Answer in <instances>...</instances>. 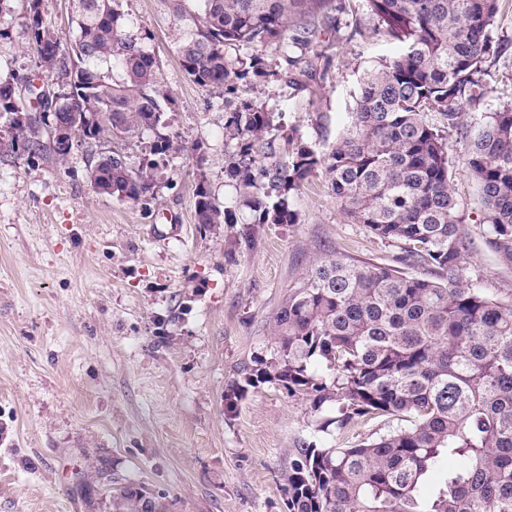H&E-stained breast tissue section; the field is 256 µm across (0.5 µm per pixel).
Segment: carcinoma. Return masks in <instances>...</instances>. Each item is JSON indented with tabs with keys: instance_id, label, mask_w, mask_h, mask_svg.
I'll return each instance as SVG.
<instances>
[{
	"instance_id": "carcinoma-1",
	"label": "carcinoma",
	"mask_w": 512,
	"mask_h": 512,
	"mask_svg": "<svg viewBox=\"0 0 512 512\" xmlns=\"http://www.w3.org/2000/svg\"><path fill=\"white\" fill-rule=\"evenodd\" d=\"M161 2L178 22L190 81L224 94V202L198 155L196 222L237 225L234 243L249 248L260 226L298 223L293 198L321 173L350 223L428 271L341 258L311 269L273 318L270 353L225 392L229 413L249 390L277 384L316 410L336 408L339 429L372 416L402 421L349 448L302 443L288 466V512H512V303L462 279L465 206L448 143V133L459 137L479 188L488 248L512 263V99L474 135L464 112L488 94L476 74L502 0H363L397 51L366 73L347 127L322 152L245 89L288 81L335 0ZM126 6L76 0L66 35L46 22V0H23L27 51L53 95L30 112L18 78L0 77V150L47 151L59 164L82 151L100 193L139 203L156 199L159 168L185 146L170 131L152 35ZM147 132L134 170L123 145ZM109 505L164 512L161 497L130 483Z\"/></svg>"
}]
</instances>
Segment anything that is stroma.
I'll list each match as a JSON object with an SVG mask.
<instances>
[{
    "instance_id": "obj_1",
    "label": "stroma",
    "mask_w": 512,
    "mask_h": 512,
    "mask_svg": "<svg viewBox=\"0 0 512 512\" xmlns=\"http://www.w3.org/2000/svg\"><path fill=\"white\" fill-rule=\"evenodd\" d=\"M154 35L173 95L171 130L184 151L157 174L158 199L98 193L77 153L63 165L0 154V512H109L127 483L162 495L166 512H288L285 479L302 442L345 447L396 427V417L324 428L330 410L263 385L224 412V393L253 356L269 352V323L317 262L341 256L397 264L401 250L341 214L325 181L293 199L299 221L262 225L252 248L230 229L195 221L197 155L224 195V104L193 84L160 0H128ZM0 40V74L30 75L23 5ZM480 77L489 95L472 122L512 98V0H503ZM315 77L272 83L257 96L325 150L346 125L364 72L395 45L366 11L336 8L314 47ZM464 278L512 302V264L485 244L483 209L466 166Z\"/></svg>"
}]
</instances>
